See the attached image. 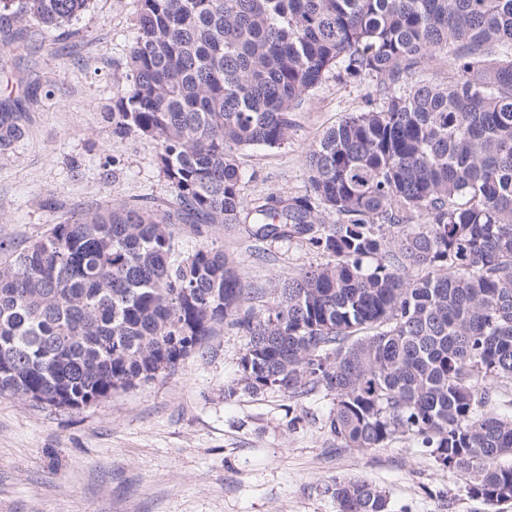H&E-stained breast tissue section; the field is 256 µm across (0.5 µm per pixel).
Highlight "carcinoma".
<instances>
[{
  "label": "carcinoma",
  "mask_w": 512,
  "mask_h": 512,
  "mask_svg": "<svg viewBox=\"0 0 512 512\" xmlns=\"http://www.w3.org/2000/svg\"><path fill=\"white\" fill-rule=\"evenodd\" d=\"M139 2L112 134L157 142L172 201L91 205L0 262V394L95 404L175 371L228 321L247 338L245 388L330 395L344 447L408 435L467 475L470 497L511 501L497 405L512 385V0ZM87 5L0 0V21L60 28ZM444 49L448 82L405 86ZM333 69L376 81L368 108L308 151L305 195L246 209L237 151L287 143ZM22 135L1 112L0 148ZM247 220L330 261L242 313L224 253H177L175 228ZM327 492L339 512H389L366 480Z\"/></svg>",
  "instance_id": "obj_1"
}]
</instances>
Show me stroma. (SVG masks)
<instances>
[{
  "label": "stroma",
  "mask_w": 512,
  "mask_h": 512,
  "mask_svg": "<svg viewBox=\"0 0 512 512\" xmlns=\"http://www.w3.org/2000/svg\"><path fill=\"white\" fill-rule=\"evenodd\" d=\"M139 0H89L49 32L0 23V112L24 135L0 150V242L26 244L96 203L155 205L172 188L157 143L112 134V98L125 76ZM373 79L326 74L292 112L286 144L237 153L245 204L306 190V155L347 114L366 109ZM247 224L206 237L176 234L182 252L223 250L250 293L273 301L278 282L326 263L302 242L261 240ZM246 350L224 325L177 371L78 410L0 394V512H338L327 485L361 478L392 512H512L467 495L462 472L399 436L381 448L343 447L326 420L332 397L291 400L238 385Z\"/></svg>",
  "instance_id": "1"
}]
</instances>
